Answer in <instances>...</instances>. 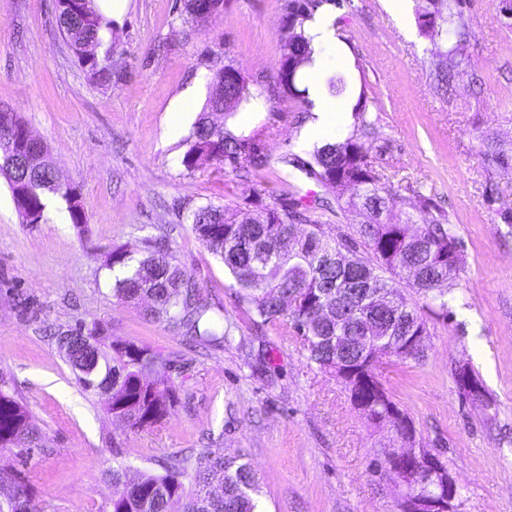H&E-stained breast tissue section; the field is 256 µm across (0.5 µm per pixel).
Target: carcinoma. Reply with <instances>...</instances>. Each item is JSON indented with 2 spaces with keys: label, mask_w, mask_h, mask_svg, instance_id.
Returning a JSON list of instances; mask_svg holds the SVG:
<instances>
[{
  "label": "carcinoma",
  "mask_w": 512,
  "mask_h": 512,
  "mask_svg": "<svg viewBox=\"0 0 512 512\" xmlns=\"http://www.w3.org/2000/svg\"><path fill=\"white\" fill-rule=\"evenodd\" d=\"M323 0H287L282 55L272 92L279 96L298 92V73L311 61L304 24ZM435 17L425 29L431 57L449 48L456 64L465 59L469 36L463 0H429ZM56 21L72 53L89 40L100 39L105 26L94 0H55ZM456 38L448 47V37ZM90 77L112 82L106 59L88 62ZM225 67L213 73L214 89L195 123L182 165L192 172L215 161L229 166L244 181L268 162L260 132L235 135L224 128V117L248 100L249 88L240 78L221 92ZM25 122L14 112H0V154L19 149L18 136ZM487 167H512V148L487 139ZM34 191L13 197L20 218L44 216L48 195L67 199V187L58 182L49 151L24 153ZM302 167L336 200L355 229L353 238L339 227H325L302 207L283 198L272 207L246 213L230 206H201L191 215L198 240L224 264L238 304L261 322L288 317L307 360L319 371L347 378L350 396H359L361 414L370 423L385 424L384 416L397 407L378 380L374 351L406 362L420 355L404 347L405 338L427 331L417 310L408 306L399 284L405 283L433 300L448 314L445 294L455 286L462 267V246L443 216L433 215L431 199L420 200L422 238L409 234L415 223L406 212L388 221L389 203L397 193L380 185V177L351 136L317 147L311 160H287ZM362 239L374 260L355 268L336 259L343 249ZM108 267L117 272L112 296L124 303L146 301L150 317L185 330L199 344L224 346L231 326L211 315L212 304L189 278L172 264L171 255L156 239H144L143 256L115 248ZM390 297L382 308L375 293ZM100 327L62 331L60 349L86 391L105 396L106 409L131 429L154 427L179 404V386L173 381L170 360L134 341L113 342L101 349ZM39 429L26 407L0 389V448L36 447ZM114 492L110 512H257L260 485L250 463L241 456L227 457L204 448L195 455L174 456L164 472L148 470L129 475L122 462L110 472ZM0 512H41L31 484L17 473L0 469Z\"/></svg>",
  "instance_id": "carcinoma-1"
}]
</instances>
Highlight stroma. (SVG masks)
<instances>
[{"instance_id":"1","label":"stroma","mask_w":512,"mask_h":512,"mask_svg":"<svg viewBox=\"0 0 512 512\" xmlns=\"http://www.w3.org/2000/svg\"><path fill=\"white\" fill-rule=\"evenodd\" d=\"M110 20L97 54L111 82L92 79L57 26L54 0H0V107L18 113L51 151L63 182L81 193L86 228L52 197L39 224L21 223L0 175V379L41 432L38 447L0 451L30 482L42 512H107L115 461L161 471L173 453L213 448L243 454L260 478V512H399L382 466L396 446L353 406L336 377L308 367L283 321L257 323L240 308L223 263L197 239L190 216L212 205L310 200L323 188L287 165L309 159L313 108L272 91L281 59L285 0H224L191 18L183 0H95ZM422 0L397 23L384 0L318 8L349 53L343 72L364 89L373 122L360 140L384 186L413 212L430 197L460 239L465 266L437 301L404 288L427 322L419 361L382 359L380 381L412 419L417 440L440 453L459 487V512H512V169L486 168L484 137L512 143V18L499 0H466V60L438 95L434 62L419 32ZM231 64L250 97L227 120L238 134L261 131L267 166L251 182L211 163L181 164L216 68ZM190 111L177 113L185 94ZM177 134H169L172 115ZM161 240L205 291L233 338L205 347L143 307L112 296L105 263L118 246L136 252ZM100 325L107 340H132L169 357L181 401L162 425L133 430L84 391L54 336ZM472 369L483 399L463 395L459 367Z\"/></svg>"}]
</instances>
